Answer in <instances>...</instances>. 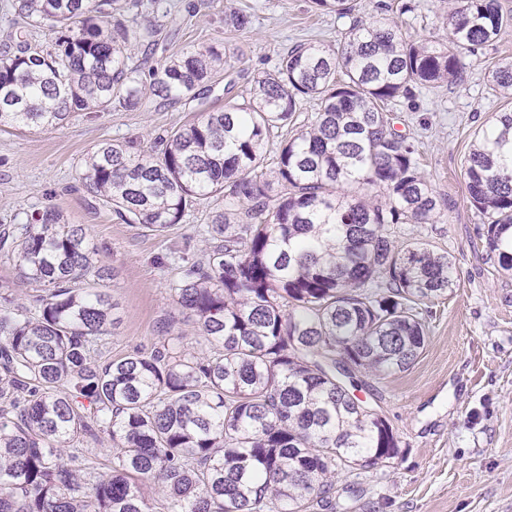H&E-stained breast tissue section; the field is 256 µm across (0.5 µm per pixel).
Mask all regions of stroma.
Segmentation results:
<instances>
[{"mask_svg": "<svg viewBox=\"0 0 512 512\" xmlns=\"http://www.w3.org/2000/svg\"><path fill=\"white\" fill-rule=\"evenodd\" d=\"M355 0L351 15L317 9L313 0H144L141 25H153V44L131 42V65L148 71L155 60L213 47L238 51L210 91L149 111L116 108L76 112L61 126L0 131V224L15 215L54 208L70 224L86 226L112 300V333L98 351L106 363L157 343L163 323L195 338L192 317L175 306L168 288L175 273L171 252H196L200 234L224 200L208 197L190 207L177 229L157 236L120 223L78 180L83 157L104 140L133 141L149 149L171 128L248 94L257 76L277 68L299 43L338 47L354 19L386 18L404 36L445 41V0ZM247 11L243 32L224 25L225 7ZM512 59V32L462 58L460 80L413 99L391 103L398 132L416 140L422 169L448 204L442 224L415 226L456 262L454 285L435 300L427 341L407 371L363 374L353 393L387 420L400 440L398 458L345 475L360 493L351 512H512V275L487 260L483 216L468 200L462 163L477 131L500 111L488 94V73Z\"/></svg>", "mask_w": 512, "mask_h": 512, "instance_id": "stroma-1", "label": "stroma"}]
</instances>
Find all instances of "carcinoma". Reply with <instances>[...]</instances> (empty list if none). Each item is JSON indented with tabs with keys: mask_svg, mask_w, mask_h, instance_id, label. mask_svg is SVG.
<instances>
[{
	"mask_svg": "<svg viewBox=\"0 0 512 512\" xmlns=\"http://www.w3.org/2000/svg\"><path fill=\"white\" fill-rule=\"evenodd\" d=\"M347 15L351 0H314ZM139 0H16L52 48L0 55V128H54L74 112L161 107L197 92L232 56L212 47L128 64ZM250 24L224 10V26ZM512 30L499 0H448V43L406 38L384 18L354 21L336 49L298 44L254 80L250 98L179 126L157 150L105 142L79 172L125 224L166 235L204 196L224 210L199 254L176 252L173 302L200 348L166 327L151 351L97 364L112 305L88 230L41 212L0 226V255L39 287L28 306L0 296V512H336V474L397 458L389 423L350 391L358 372L408 370L428 304L455 260L406 227L437 224L444 203L388 103L440 89L461 56ZM503 101L463 171L482 236L512 273V60L492 69ZM314 120L296 125L300 100ZM275 162L264 166L268 147ZM105 434L110 468L81 448ZM156 484L149 499L143 486Z\"/></svg>",
	"mask_w": 512,
	"mask_h": 512,
	"instance_id": "cac0c4a2",
	"label": "carcinoma"
}]
</instances>
